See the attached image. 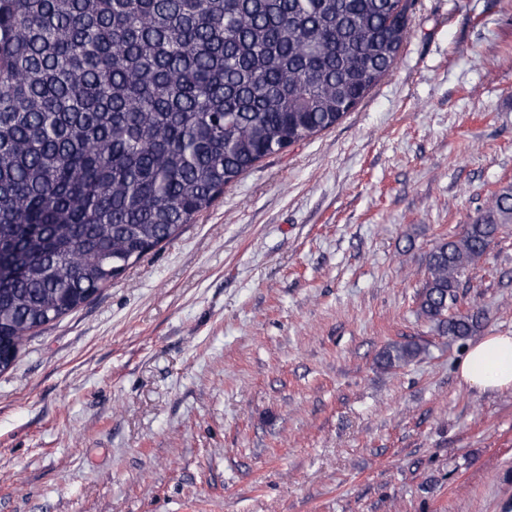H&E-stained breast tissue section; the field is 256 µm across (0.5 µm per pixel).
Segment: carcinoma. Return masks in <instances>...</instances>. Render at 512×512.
I'll list each match as a JSON object with an SVG mask.
<instances>
[{"mask_svg": "<svg viewBox=\"0 0 512 512\" xmlns=\"http://www.w3.org/2000/svg\"><path fill=\"white\" fill-rule=\"evenodd\" d=\"M413 0H0V345L76 310L394 66ZM512 185L426 260L417 315L464 339V279ZM425 347L391 342L387 368Z\"/></svg>", "mask_w": 512, "mask_h": 512, "instance_id": "cac0c4a2", "label": "carcinoma"}]
</instances>
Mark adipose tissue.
Wrapping results in <instances>:
<instances>
[{"instance_id":"1","label":"adipose tissue","mask_w":512,"mask_h":512,"mask_svg":"<svg viewBox=\"0 0 512 512\" xmlns=\"http://www.w3.org/2000/svg\"><path fill=\"white\" fill-rule=\"evenodd\" d=\"M457 373L461 384L480 392L512 389V336L489 335L471 342Z\"/></svg>"}]
</instances>
